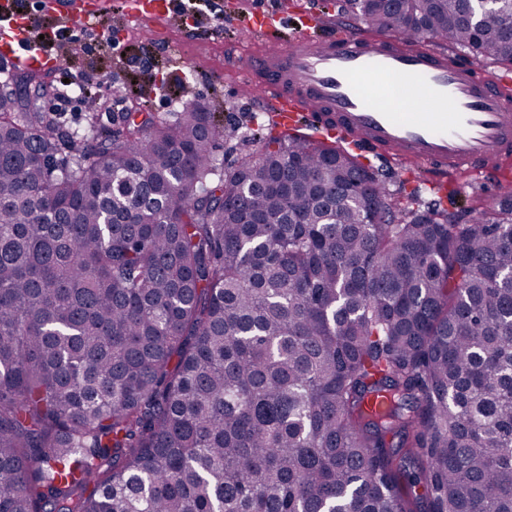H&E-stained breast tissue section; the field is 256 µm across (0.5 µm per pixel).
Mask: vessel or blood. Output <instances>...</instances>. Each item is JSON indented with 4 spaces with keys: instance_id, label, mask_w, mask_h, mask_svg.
<instances>
[{
    "instance_id": "b4317fda",
    "label": "vessel or blood",
    "mask_w": 512,
    "mask_h": 512,
    "mask_svg": "<svg viewBox=\"0 0 512 512\" xmlns=\"http://www.w3.org/2000/svg\"><path fill=\"white\" fill-rule=\"evenodd\" d=\"M176 11L174 0H132L129 14L144 19ZM30 25L15 0H0V63L57 67L59 58L21 47ZM241 68L244 86L257 90L288 130L340 128L362 151L425 165L433 187L449 172L487 170L512 158V85L419 44L350 27L341 35L268 43Z\"/></svg>"
}]
</instances>
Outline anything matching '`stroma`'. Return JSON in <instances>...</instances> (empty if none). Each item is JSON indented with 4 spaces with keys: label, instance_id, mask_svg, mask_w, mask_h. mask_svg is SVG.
<instances>
[{
    "label": "stroma",
    "instance_id": "obj_1",
    "mask_svg": "<svg viewBox=\"0 0 512 512\" xmlns=\"http://www.w3.org/2000/svg\"><path fill=\"white\" fill-rule=\"evenodd\" d=\"M346 0H193L192 29L179 27L170 18L133 20L125 13V0H104L98 19L111 29L115 42H105L89 54L58 44L52 54L62 57V66L43 79L40 102L53 107L61 93L62 80L77 75L98 77L102 110H109L115 97H124L127 112H175L185 94L206 104L225 127L234 128L218 149L225 165L259 153L262 144L256 132L276 122L259 98L238 91L239 74L233 51L253 52L261 40L243 42L252 22L263 16L287 18L288 27L277 28L279 36L291 39L302 20L317 16L338 17ZM365 164L384 181L393 197L436 202L452 214L480 207L495 197L494 184H512V159L491 172L460 170L449 173L442 193L427 184L424 168H409L381 155H367Z\"/></svg>",
    "mask_w": 512,
    "mask_h": 512
}]
</instances>
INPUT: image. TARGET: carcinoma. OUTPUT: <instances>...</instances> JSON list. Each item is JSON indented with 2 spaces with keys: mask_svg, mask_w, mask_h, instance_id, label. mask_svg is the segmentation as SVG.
<instances>
[{
  "mask_svg": "<svg viewBox=\"0 0 512 512\" xmlns=\"http://www.w3.org/2000/svg\"><path fill=\"white\" fill-rule=\"evenodd\" d=\"M512 69V0H353ZM0 88V512H512V195L409 209L196 102L71 131Z\"/></svg>",
  "mask_w": 512,
  "mask_h": 512,
  "instance_id": "obj_1",
  "label": "carcinoma"
}]
</instances>
